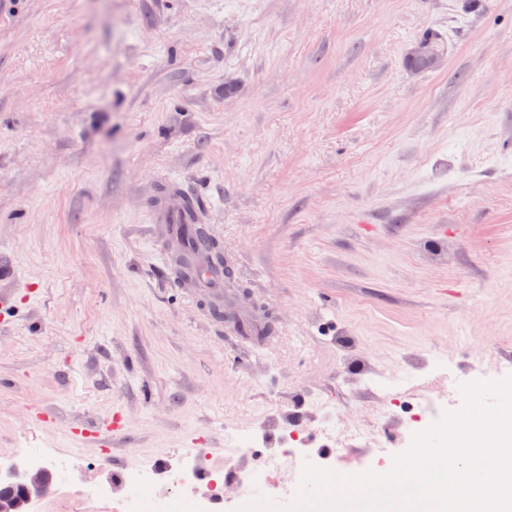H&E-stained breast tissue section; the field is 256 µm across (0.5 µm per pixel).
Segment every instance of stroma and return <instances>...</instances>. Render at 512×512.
<instances>
[{
  "label": "stroma",
  "mask_w": 512,
  "mask_h": 512,
  "mask_svg": "<svg viewBox=\"0 0 512 512\" xmlns=\"http://www.w3.org/2000/svg\"><path fill=\"white\" fill-rule=\"evenodd\" d=\"M462 3L0 0V460L162 486L311 394L372 422L340 336L512 377V0ZM430 28L442 64L406 69ZM169 177L271 335L163 265Z\"/></svg>",
  "instance_id": "1"
}]
</instances>
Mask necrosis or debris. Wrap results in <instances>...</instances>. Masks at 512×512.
Segmentation results:
<instances>
[{
  "mask_svg": "<svg viewBox=\"0 0 512 512\" xmlns=\"http://www.w3.org/2000/svg\"><path fill=\"white\" fill-rule=\"evenodd\" d=\"M403 363L408 372L398 379L364 368L356 374L357 384L383 398L380 412L372 423L338 419L330 403L311 398L307 410L279 411L252 431L230 433L223 465H211L196 458L171 468L167 477L178 490L179 512H224V499L233 490L250 499L273 493L284 502H292L304 464L311 460L313 453L300 437L305 427L304 415L308 412L313 414L320 434L342 449L368 445L383 453L396 432H405L410 439L424 432L451 412L461 381L453 377L448 363L428 353L404 358ZM436 376L447 379L446 393H427L429 382ZM409 385L421 391L415 404L417 418L413 421L398 418L394 413L396 401L388 396L389 391L397 392ZM272 432L278 436L277 445L263 455H254L255 441ZM153 475V469L148 466L126 472L124 481L130 491L125 495L112 496L102 489L90 493L72 488L73 505L77 512H167V502L156 500L149 506L143 502V493L153 490Z\"/></svg>",
  "mask_w": 512,
  "mask_h": 512,
  "instance_id": "necrosis-or-debris-1",
  "label": "necrosis or debris"
}]
</instances>
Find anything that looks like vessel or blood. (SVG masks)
<instances>
[{"mask_svg": "<svg viewBox=\"0 0 512 512\" xmlns=\"http://www.w3.org/2000/svg\"><path fill=\"white\" fill-rule=\"evenodd\" d=\"M152 221L159 225L161 234L173 244V254L164 258L169 269L174 270L182 265L195 268V276L184 283L190 297L216 307L231 308L237 320L248 322V313L234 306L236 293L225 283L223 269L212 266L201 250L189 247L195 225L203 221L202 211L194 205L192 197L183 190L177 179H169L160 188Z\"/></svg>", "mask_w": 512, "mask_h": 512, "instance_id": "vessel-or-blood-1", "label": "vessel or blood"}]
</instances>
